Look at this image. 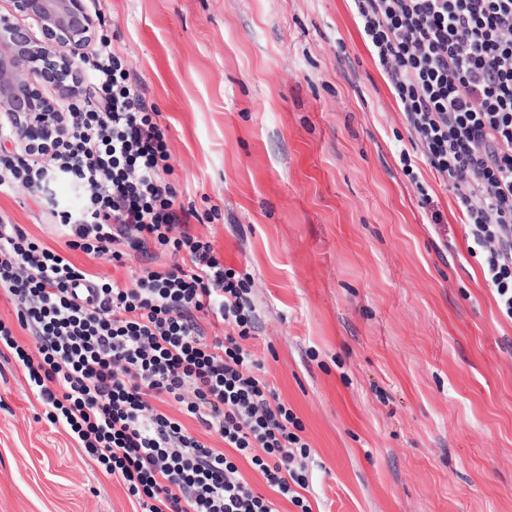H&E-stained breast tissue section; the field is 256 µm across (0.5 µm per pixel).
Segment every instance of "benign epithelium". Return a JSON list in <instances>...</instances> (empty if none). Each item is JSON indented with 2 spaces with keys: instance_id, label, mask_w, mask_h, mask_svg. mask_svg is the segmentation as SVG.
<instances>
[{
  "instance_id": "benign-epithelium-1",
  "label": "benign epithelium",
  "mask_w": 512,
  "mask_h": 512,
  "mask_svg": "<svg viewBox=\"0 0 512 512\" xmlns=\"http://www.w3.org/2000/svg\"><path fill=\"white\" fill-rule=\"evenodd\" d=\"M0 13V127L22 152L43 162L55 154L68 113L43 92L75 96L82 82L73 58L96 34L100 19L85 0H10ZM23 17L40 36L15 21Z\"/></svg>"
}]
</instances>
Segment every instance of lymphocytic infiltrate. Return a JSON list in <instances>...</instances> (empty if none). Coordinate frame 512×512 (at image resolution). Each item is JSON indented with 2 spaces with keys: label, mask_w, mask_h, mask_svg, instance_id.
Masks as SVG:
<instances>
[{
  "label": "lymphocytic infiltrate",
  "mask_w": 512,
  "mask_h": 512,
  "mask_svg": "<svg viewBox=\"0 0 512 512\" xmlns=\"http://www.w3.org/2000/svg\"><path fill=\"white\" fill-rule=\"evenodd\" d=\"M365 40L412 135L402 171L425 162L447 184L469 228L500 313L512 320V0H352ZM90 89L69 119L53 167L84 187L75 211L51 210L67 250L122 263L149 247L176 256L132 281H98L65 255L0 224V320L51 424L123 484L138 512H312L311 448L246 342L255 329L248 275L225 267L211 241L176 232L171 154L158 114L108 36L80 59ZM48 168L0 155V193L40 186ZM224 326L209 337L204 318ZM35 339L22 345L17 330ZM173 399L180 417L155 406ZM248 458L275 491L252 492L237 465L193 436L183 417Z\"/></svg>",
  "instance_id": "1"
}]
</instances>
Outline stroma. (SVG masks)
<instances>
[{
	"label": "stroma",
	"mask_w": 512,
	"mask_h": 512,
	"mask_svg": "<svg viewBox=\"0 0 512 512\" xmlns=\"http://www.w3.org/2000/svg\"><path fill=\"white\" fill-rule=\"evenodd\" d=\"M167 128L177 207L248 274L247 342L302 421L312 512H512V321L499 312L453 192L399 154L412 136L349 0H94ZM0 221L64 248L35 190ZM71 260L127 283L172 264ZM47 421L0 355V512H135Z\"/></svg>",
	"instance_id": "35a3bbf8"
}]
</instances>
